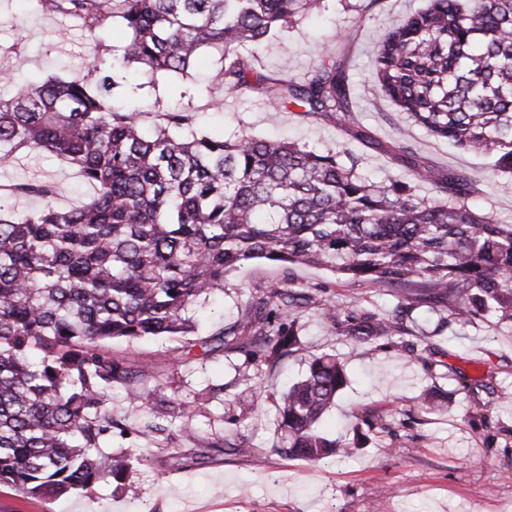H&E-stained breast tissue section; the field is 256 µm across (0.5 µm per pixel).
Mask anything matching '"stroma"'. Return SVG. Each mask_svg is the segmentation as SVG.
<instances>
[{"label":"stroma","instance_id":"1","mask_svg":"<svg viewBox=\"0 0 512 512\" xmlns=\"http://www.w3.org/2000/svg\"><path fill=\"white\" fill-rule=\"evenodd\" d=\"M426 4L323 0L287 31L247 49L257 71L271 77L303 76L313 61L331 56L349 77L352 119L343 127L275 110L258 93L238 96L211 85L219 57L209 52L183 79L131 75L123 96L138 105L145 130H153L162 113L187 109L199 131L227 136L244 130L261 139L348 152L359 158L369 179L404 177L424 197L432 194L426 169L458 171L474 185L469 206L512 224V190L502 189L506 176L490 156L434 138L373 90L371 50L385 37L389 19ZM88 54L73 20L42 13L36 0H0V67L10 68L13 85L84 75ZM13 85L0 84V95H10ZM403 145L417 153L420 168L402 161ZM33 179L63 186L53 199L58 207L79 205L92 194L51 154L23 151L0 164V204L23 213L41 210L44 199L6 193ZM287 278L312 298L300 318L294 352L245 381L240 376L245 356L229 345H217L206 356L200 347L165 338L113 344V354L129 364L148 361L154 367L142 382L147 406H132L122 388L112 390V412L126 432L113 434L105 449L134 451L129 468L109 483L57 500L27 499L1 486L0 512H512V402L497 396L512 392V325L442 322L417 308L409 321L422 327V334L358 345L326 321L324 302L355 303L385 315L397 305L396 294L323 269L287 271L255 259L226 275L223 293L194 305L199 335L233 322L265 289ZM325 352L340 357L349 379L329 414V428L352 434L363 412L372 411L386 418L389 429L368 432L355 457L312 464L281 452L276 404L288 383L304 376L309 360ZM465 381L484 382L494 391L468 393L461 388ZM203 390L210 400L200 406L196 397ZM426 391L447 392V412L423 407ZM157 422L162 432L145 437V427ZM188 426L194 437L185 436ZM215 442L234 448L215 451ZM130 485L138 500L127 497Z\"/></svg>","mask_w":512,"mask_h":512}]
</instances>
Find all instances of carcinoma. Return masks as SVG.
<instances>
[{
  "mask_svg": "<svg viewBox=\"0 0 512 512\" xmlns=\"http://www.w3.org/2000/svg\"><path fill=\"white\" fill-rule=\"evenodd\" d=\"M79 22L94 42L109 21L128 31L112 73L49 78L0 97V160L48 152L93 189L84 203L31 213L0 205V485L58 499L122 474L126 453L102 451L118 426L112 388L146 404L141 379L112 344L196 333L191 307L224 290V277L254 259L322 268L355 282L402 291L406 309L380 315L356 304L324 307L336 332L356 344L402 336L405 310L450 311L468 324H512V224L472 210L461 172L428 171L434 195L408 181L374 182L353 156L241 132H194L188 111L163 114L147 135L133 110L111 97L139 64L188 76L196 58L220 53L213 82L261 92L275 108L298 107L338 125L350 85L333 60L311 75L271 79L242 49L319 7L320 0H38ZM375 90L405 118L464 150L483 152L512 174V0H429L391 21L374 51ZM17 195L51 198L40 181ZM306 292L273 285L219 332L249 363H276L298 344ZM344 363L313 357L281 396L283 447L317 463L350 457L359 442L319 429L347 386Z\"/></svg>",
  "mask_w": 512,
  "mask_h": 512,
  "instance_id": "1",
  "label": "carcinoma"
}]
</instances>
